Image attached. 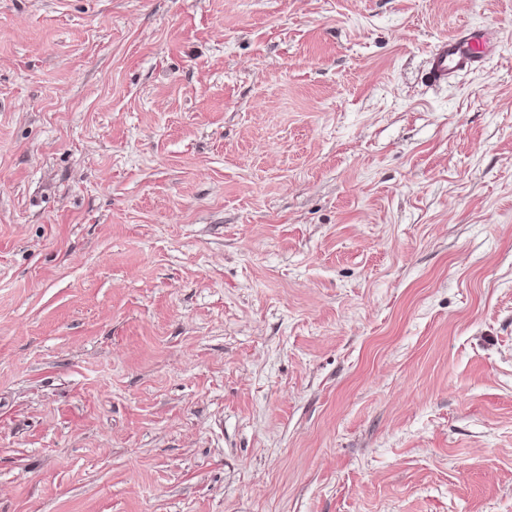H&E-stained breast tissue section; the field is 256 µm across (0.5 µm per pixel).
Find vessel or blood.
Masks as SVG:
<instances>
[{
	"instance_id": "1",
	"label": "vessel or blood",
	"mask_w": 512,
	"mask_h": 512,
	"mask_svg": "<svg viewBox=\"0 0 512 512\" xmlns=\"http://www.w3.org/2000/svg\"><path fill=\"white\" fill-rule=\"evenodd\" d=\"M500 47V32L491 27H462L453 37L440 41L430 57L431 80L445 83L463 71L481 69Z\"/></svg>"
}]
</instances>
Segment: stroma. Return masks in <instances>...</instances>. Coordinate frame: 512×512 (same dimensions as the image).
Masks as SVG:
<instances>
[{"instance_id": "1", "label": "stroma", "mask_w": 512, "mask_h": 512, "mask_svg": "<svg viewBox=\"0 0 512 512\" xmlns=\"http://www.w3.org/2000/svg\"><path fill=\"white\" fill-rule=\"evenodd\" d=\"M0 512H512V0H0ZM500 47V32L491 27H461L453 37L440 41L430 57L429 76L448 83L463 71L481 69L494 58Z\"/></svg>"}]
</instances>
